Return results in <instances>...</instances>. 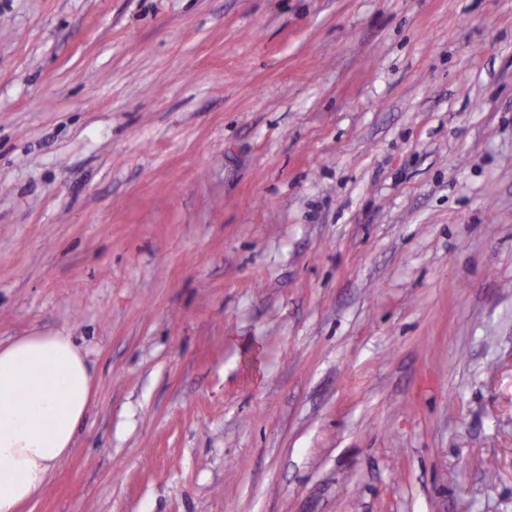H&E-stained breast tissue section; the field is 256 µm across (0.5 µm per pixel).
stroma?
I'll return each mask as SVG.
<instances>
[{
    "label": "stroma",
    "mask_w": 512,
    "mask_h": 512,
    "mask_svg": "<svg viewBox=\"0 0 512 512\" xmlns=\"http://www.w3.org/2000/svg\"><path fill=\"white\" fill-rule=\"evenodd\" d=\"M57 333L27 512H512V0H0V343Z\"/></svg>",
    "instance_id": "obj_1"
}]
</instances>
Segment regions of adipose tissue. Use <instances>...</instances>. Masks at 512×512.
Returning a JSON list of instances; mask_svg holds the SVG:
<instances>
[{"label":"adipose tissue","instance_id":"obj_1","mask_svg":"<svg viewBox=\"0 0 512 512\" xmlns=\"http://www.w3.org/2000/svg\"><path fill=\"white\" fill-rule=\"evenodd\" d=\"M93 375L72 337L0 344V512H24L75 448Z\"/></svg>","mask_w":512,"mask_h":512}]
</instances>
